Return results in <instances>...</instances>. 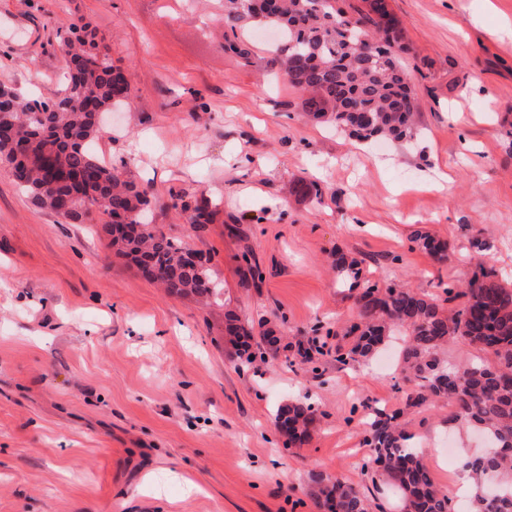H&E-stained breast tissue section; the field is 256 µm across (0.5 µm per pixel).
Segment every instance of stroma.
<instances>
[{"mask_svg": "<svg viewBox=\"0 0 512 512\" xmlns=\"http://www.w3.org/2000/svg\"><path fill=\"white\" fill-rule=\"evenodd\" d=\"M418 98L410 140L359 141L304 117L271 66V30L224 50V0H0V84L51 100L66 86L59 29L85 26L125 71L130 109L95 150L148 187L153 226L210 256L219 302L166 295L117 256L101 221L34 205L0 170V512H319L315 474L339 476L384 512L400 490L364 466L371 409L401 412L434 482L478 452L441 400L405 406L391 350L336 362L329 329L357 320L361 277L421 293L462 285L486 241L512 280V0H389ZM318 185L321 198L305 194ZM218 205L190 224L177 195ZM448 245L440 264L410 237ZM263 270L244 282L239 257ZM280 326L286 351L245 362L224 314ZM326 352L304 360L312 343ZM320 423L287 448L279 405Z\"/></svg>", "mask_w": 512, "mask_h": 512, "instance_id": "obj_1", "label": "stroma"}]
</instances>
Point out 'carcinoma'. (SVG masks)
<instances>
[{
    "instance_id": "cac0c4a2",
    "label": "carcinoma",
    "mask_w": 512,
    "mask_h": 512,
    "mask_svg": "<svg viewBox=\"0 0 512 512\" xmlns=\"http://www.w3.org/2000/svg\"><path fill=\"white\" fill-rule=\"evenodd\" d=\"M224 0V30L246 22L277 30L282 43L272 62L304 97L306 115L336 125L362 140L412 137L417 102L401 54L402 30L388 0ZM64 39L68 83L49 101L29 99L12 90L6 125L15 147H0V161L14 183L37 205L56 210L68 198L71 209L60 213L73 224L97 218L116 254L130 259L145 280L174 297L219 300L208 270H186L185 246L147 222V189L124 178L92 148L101 136L95 113L128 100L120 69L93 51L85 28L71 22ZM173 207L192 224L210 223L213 211L205 196L175 198ZM413 242L437 262L448 260L446 245L416 231ZM462 298L459 308L448 304ZM358 322L344 332L347 345L336 346V362L347 364L376 351L403 331L398 359L408 380L416 382L406 406L422 408L446 399L456 416L476 427L485 451L468 462L478 480V512H512V487L492 492L480 480L512 472V284L498 279L486 261L467 282L442 288V295L418 293L399 284L384 287L366 282L356 297ZM225 335L234 339L239 356L251 362V347L275 357L281 337L264 324L246 325L234 313L225 315ZM460 337L478 355L453 367L441 354L448 341ZM399 414L373 409L367 441L374 449L376 472L403 490L406 512H455L453 498L430 476ZM288 424V442L301 445L317 422L314 407L294 402L278 408L275 425ZM316 505L321 512H369L365 497L338 477L318 475Z\"/></svg>"
}]
</instances>
